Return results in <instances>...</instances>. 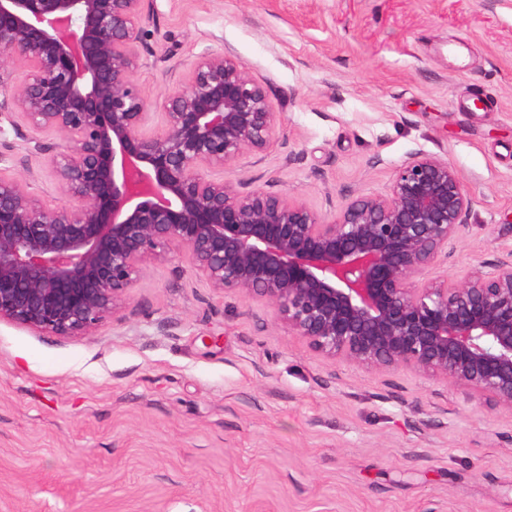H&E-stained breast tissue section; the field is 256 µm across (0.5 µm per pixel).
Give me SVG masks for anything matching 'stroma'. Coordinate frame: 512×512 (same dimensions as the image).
Instances as JSON below:
<instances>
[{
    "mask_svg": "<svg viewBox=\"0 0 512 512\" xmlns=\"http://www.w3.org/2000/svg\"><path fill=\"white\" fill-rule=\"evenodd\" d=\"M145 11L146 132L196 56L231 49L281 121L225 180L329 217L385 192L410 154H431L474 199L432 275L512 261V0H146ZM62 149L0 116L13 174L69 208L78 201L51 168ZM0 512H512V411L407 366L328 357L266 300L215 291L173 253L88 335L0 321Z\"/></svg>",
    "mask_w": 512,
    "mask_h": 512,
    "instance_id": "obj_1",
    "label": "stroma"
}]
</instances>
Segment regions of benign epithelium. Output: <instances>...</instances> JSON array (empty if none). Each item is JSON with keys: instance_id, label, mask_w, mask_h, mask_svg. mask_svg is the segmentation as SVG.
Wrapping results in <instances>:
<instances>
[{"instance_id": "obj_1", "label": "benign epithelium", "mask_w": 512, "mask_h": 512, "mask_svg": "<svg viewBox=\"0 0 512 512\" xmlns=\"http://www.w3.org/2000/svg\"><path fill=\"white\" fill-rule=\"evenodd\" d=\"M144 0H0V108L68 143L49 208L0 175V320L83 336L130 297L143 264L182 251L217 291L254 294L317 351L364 367L409 364L512 411V264L462 280L433 267L473 199L456 169L417 152L384 195L332 217L211 177L271 144L266 90L228 49L205 52L147 135L135 71Z\"/></svg>"}]
</instances>
